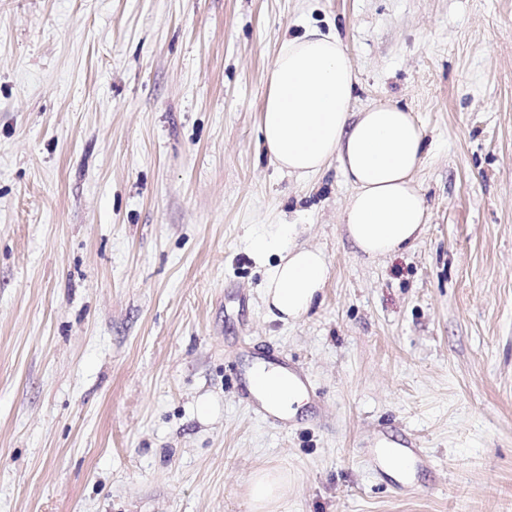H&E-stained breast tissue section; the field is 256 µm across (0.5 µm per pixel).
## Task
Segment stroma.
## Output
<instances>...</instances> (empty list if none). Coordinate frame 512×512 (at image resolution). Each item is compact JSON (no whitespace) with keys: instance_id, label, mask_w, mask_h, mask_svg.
Wrapping results in <instances>:
<instances>
[{"instance_id":"stroma-1","label":"stroma","mask_w":512,"mask_h":512,"mask_svg":"<svg viewBox=\"0 0 512 512\" xmlns=\"http://www.w3.org/2000/svg\"><path fill=\"white\" fill-rule=\"evenodd\" d=\"M309 27L355 109L425 134L412 249L368 259L340 162L299 183L259 146ZM283 222L329 263L289 325L247 249ZM250 348L308 376L287 428ZM385 438L431 459L408 490ZM260 468L277 512H512V0H0V512H249ZM259 373L260 367L257 364L253 365L247 372L246 379L248 380V385L252 390L250 389L249 391H245L244 396L246 399L250 400L252 403L255 404V409L261 416L269 420H275V410L268 403H266L260 396L262 390L259 386L258 381ZM288 487V475L271 468L260 469L248 478L252 512H274Z\"/></svg>"}]
</instances>
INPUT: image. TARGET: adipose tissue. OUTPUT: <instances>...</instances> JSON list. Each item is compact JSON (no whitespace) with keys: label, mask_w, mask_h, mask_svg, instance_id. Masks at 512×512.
<instances>
[{"label":"adipose tissue","mask_w":512,"mask_h":512,"mask_svg":"<svg viewBox=\"0 0 512 512\" xmlns=\"http://www.w3.org/2000/svg\"><path fill=\"white\" fill-rule=\"evenodd\" d=\"M259 118L269 161L288 176L309 180L339 158L352 192L342 222L355 247L372 259L409 249L427 222L415 176L425 138L411 112L397 103L353 108L354 68L336 34L306 29L284 42L269 72ZM295 224H274L253 237L265 272L260 299L269 320L294 323L319 304L328 276L325 253L298 243ZM287 474L260 469L248 478L251 512H274Z\"/></svg>","instance_id":"adipose-tissue-1"}]
</instances>
